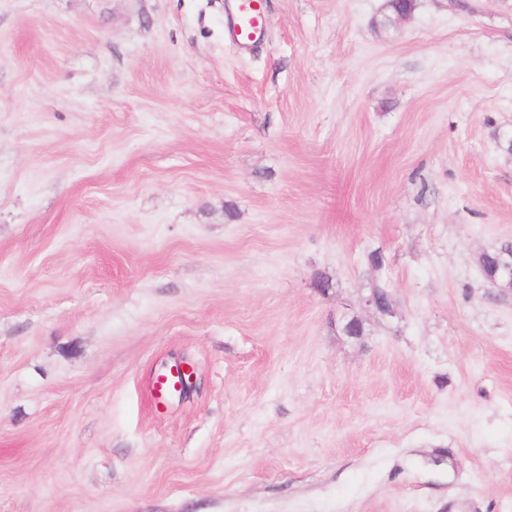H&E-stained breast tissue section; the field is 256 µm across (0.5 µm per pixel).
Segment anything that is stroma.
<instances>
[{
  "label": "stroma",
  "mask_w": 512,
  "mask_h": 512,
  "mask_svg": "<svg viewBox=\"0 0 512 512\" xmlns=\"http://www.w3.org/2000/svg\"><path fill=\"white\" fill-rule=\"evenodd\" d=\"M387 2L0 0V512H512V0ZM265 15L261 0H237L233 16L228 23L229 35L239 44L255 41L264 31ZM187 375L182 364L178 363L165 367L156 375L151 386V397L157 410L166 403L171 395L180 390Z\"/></svg>",
  "instance_id": "1"
}]
</instances>
